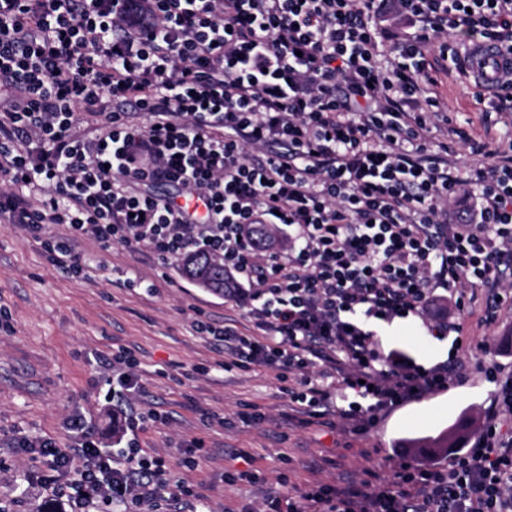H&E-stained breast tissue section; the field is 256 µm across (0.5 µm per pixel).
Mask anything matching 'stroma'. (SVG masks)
<instances>
[{
    "label": "stroma",
    "instance_id": "obj_1",
    "mask_svg": "<svg viewBox=\"0 0 512 512\" xmlns=\"http://www.w3.org/2000/svg\"><path fill=\"white\" fill-rule=\"evenodd\" d=\"M437 91L466 134L491 143L512 138V114L493 113L492 96L460 71L440 76ZM76 250L89 269L83 280L62 273L38 242L0 222V512H67L66 501L51 493L25 494L26 479L40 475L44 463L17 441L44 437L68 447L73 435L63 421L74 413L91 417L104 442L117 439L124 422L104 395L108 361L122 348L139 361L136 407L169 417L164 426L145 422L140 448L164 456L174 479L193 485L210 512H253L277 490L282 472L292 490L316 482L347 487L367 469L388 478L402 459V441L437 436L466 414L480 432L494 399V384L474 371L447 391L381 413L359 435L300 424L274 371L225 369L223 349L195 330L198 319L244 321L243 310L198 288L176 263L160 265L148 249L106 248L85 236ZM383 344L427 366L446 359L450 347L423 338L413 320L395 323ZM250 406L266 421H233ZM212 414L231 422L211 423ZM197 438L202 447H193ZM248 463L263 482L225 483V473Z\"/></svg>",
    "mask_w": 512,
    "mask_h": 512
}]
</instances>
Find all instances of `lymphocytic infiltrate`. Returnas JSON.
<instances>
[{"instance_id": "1", "label": "lymphocytic infiltrate", "mask_w": 512, "mask_h": 512, "mask_svg": "<svg viewBox=\"0 0 512 512\" xmlns=\"http://www.w3.org/2000/svg\"><path fill=\"white\" fill-rule=\"evenodd\" d=\"M377 2L0 0V220L75 279L85 235L164 264L217 254L224 298L250 326L200 320L197 332L223 345L225 368L292 379L288 401L310 419L360 434L470 369L495 384L481 432L447 462L405 458L379 485L370 471L349 488L274 492L261 512H512V376L459 359L463 322L430 314L447 298L482 328L512 308V141L492 150L464 137L485 160L464 172L426 138L444 120L427 88L449 42L512 51V0H392L411 26L398 34ZM82 112L95 137L77 135ZM148 183L202 200L204 215L142 192ZM460 192L475 204L449 214ZM50 224L67 235H47ZM255 224L276 225L287 250L256 247ZM409 318L450 339L446 360L427 367L384 348L385 328ZM112 363L105 401L124 434L103 443L74 414L72 448L24 441L46 465L39 488L71 512L164 499L207 512L138 444L135 355Z\"/></svg>"}]
</instances>
